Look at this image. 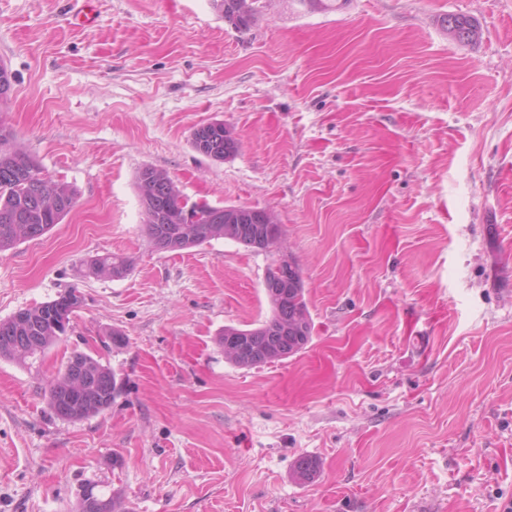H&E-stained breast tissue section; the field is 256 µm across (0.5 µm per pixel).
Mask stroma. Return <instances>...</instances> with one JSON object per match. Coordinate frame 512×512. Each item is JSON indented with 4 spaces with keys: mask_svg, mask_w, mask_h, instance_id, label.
Instances as JSON below:
<instances>
[{
    "mask_svg": "<svg viewBox=\"0 0 512 512\" xmlns=\"http://www.w3.org/2000/svg\"><path fill=\"white\" fill-rule=\"evenodd\" d=\"M241 33L213 0H0V124L76 208L0 252V320L77 289L60 341L0 358V512H76L97 482L127 512H501L512 501V0H261ZM477 19L463 46L448 15ZM220 121L216 161L191 144ZM275 214L277 248L155 250L136 176ZM125 276H85L98 255ZM296 260L314 329L298 354L225 359ZM126 337L113 343L112 333ZM111 407L57 417L72 351ZM318 464L297 480L298 461ZM202 126L203 125L195 128L192 132V145L195 150L197 141L202 139L205 147V153L202 155L206 157L217 161H224V159L234 156L237 153L239 142L231 130L225 127L223 136L213 133L208 135L205 134L204 130L201 128ZM200 129L202 134H200ZM130 269V260L127 257L112 254L99 256L86 262L85 273L97 276L110 274L112 277H122ZM68 377L75 382L83 383L87 390V400L80 416L71 417L63 405L68 396L66 384L62 382ZM47 405L59 418L79 421L99 414L112 405L116 396L115 374L112 369L91 354L73 351L67 359L63 373L46 390ZM106 405L107 408L100 409Z\"/></svg>",
    "mask_w": 512,
    "mask_h": 512,
    "instance_id": "obj_1",
    "label": "stroma"
}]
</instances>
